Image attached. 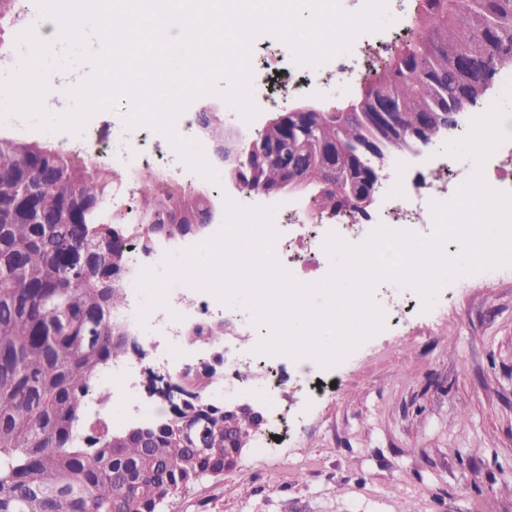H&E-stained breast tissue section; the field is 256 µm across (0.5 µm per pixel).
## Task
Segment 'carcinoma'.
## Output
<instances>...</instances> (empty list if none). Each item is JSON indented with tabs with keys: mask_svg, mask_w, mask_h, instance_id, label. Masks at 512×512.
<instances>
[{
	"mask_svg": "<svg viewBox=\"0 0 512 512\" xmlns=\"http://www.w3.org/2000/svg\"><path fill=\"white\" fill-rule=\"evenodd\" d=\"M408 34L373 68L369 81L329 105L301 102L277 112L224 178L253 188L283 181L281 160L315 197L321 213H365L390 155L438 142L459 126L448 111L474 110L495 75L512 65V0H417ZM469 85V93L457 92ZM376 145L373 154L362 151ZM145 195L137 223L106 218L112 172L76 161L45 140L0 132V512H160L177 490L224 476V436L244 448L261 428L235 421L203 394L221 374H189L186 398L171 412L111 431L83 406L102 368L128 355V329L115 318L125 300L128 236L206 233L211 201L157 191L155 171H139ZM183 223L174 224L175 214ZM226 325L194 327L224 337Z\"/></svg>",
	"mask_w": 512,
	"mask_h": 512,
	"instance_id": "obj_1",
	"label": "carcinoma"
}]
</instances>
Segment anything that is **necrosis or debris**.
Returning <instances> with one entry per match:
<instances>
[{
    "instance_id": "obj_1",
    "label": "necrosis or debris",
    "mask_w": 512,
    "mask_h": 512,
    "mask_svg": "<svg viewBox=\"0 0 512 512\" xmlns=\"http://www.w3.org/2000/svg\"><path fill=\"white\" fill-rule=\"evenodd\" d=\"M412 0H386L390 23L378 31L358 34L348 51L339 53L319 66L285 61L288 78L271 84L264 76L265 63L252 64L251 99L257 110L252 120H245L235 106H227L225 122L236 129L240 143H247L259 130L264 117L285 110L296 101L332 102L343 92L352 91L369 75L371 64L388 52L397 35L408 27ZM108 126H100L90 117L81 133L60 129L52 136L65 149L80 148L88 159L111 167L113 172L133 175L146 166L161 174L160 189L172 192L189 186L191 193H212L214 198L232 201L241 207L272 209V223L277 233L274 255L279 265L296 281L313 274L324 280L332 269L325 249L328 234H337L352 245L365 242L378 228L395 232H412L431 236L435 229L433 203L451 201L459 188L474 174L481 172L486 184L497 191L512 194V160L491 154L483 166L467 157H455L435 149L429 157L432 171H408L402 156L388 160V169L379 185L368 214H346L343 222H326L318 218L312 200L302 197L272 199L244 184L211 181L192 169L170 139L144 127L130 128L124 117L132 105L120 96ZM197 237L156 239L150 249H142L136 239L127 248L133 257L125 279L126 302L118 313L134 342L125 359L112 362L101 373L110 384L113 398L122 400L126 412L110 420L114 430L137 424L159 414L160 409L147 402V395L160 391L176 392L186 373L195 371L200 360L212 354L223 358L224 379L208 392V399L220 402L224 397L250 390L245 372L254 369L261 378L256 395L274 398L285 386H292L307 407H315L326 394L329 380L335 379L336 367H323L311 357L294 358L284 353L268 354L255 347L227 349L224 343L202 341L199 349L186 348L187 329L216 321L248 324L251 335L268 338L267 326L254 322L250 309L240 303L221 301L210 291L184 282L168 286L165 305L147 308V292L140 280L145 272L163 273L167 254L180 253L200 246ZM372 299L383 312V328L402 331L411 319V310L422 308L419 293L412 287L392 280L374 287Z\"/></svg>"
}]
</instances>
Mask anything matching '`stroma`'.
<instances>
[{
	"instance_id": "35a3bbf8",
	"label": "stroma",
	"mask_w": 512,
	"mask_h": 512,
	"mask_svg": "<svg viewBox=\"0 0 512 512\" xmlns=\"http://www.w3.org/2000/svg\"><path fill=\"white\" fill-rule=\"evenodd\" d=\"M296 414L285 445L261 428L234 470L162 512H512V266L449 286L409 333L377 336Z\"/></svg>"
}]
</instances>
